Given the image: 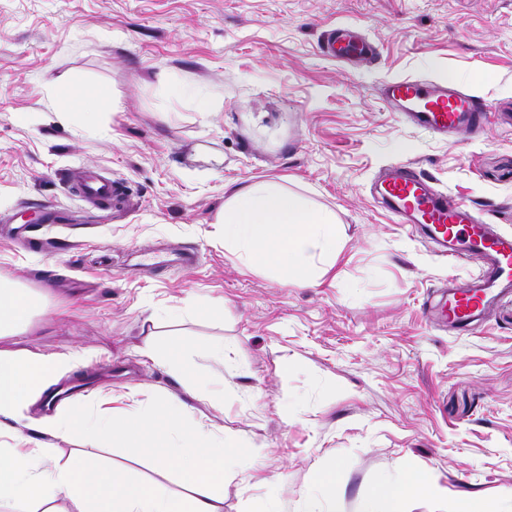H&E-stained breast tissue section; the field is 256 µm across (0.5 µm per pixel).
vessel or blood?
Instances as JSON below:
<instances>
[{"mask_svg": "<svg viewBox=\"0 0 512 512\" xmlns=\"http://www.w3.org/2000/svg\"><path fill=\"white\" fill-rule=\"evenodd\" d=\"M322 47L327 55L351 66L371 62L376 55L369 41L342 27L328 32ZM381 96L407 121L452 144L485 129L491 114L486 103L456 85L429 80L389 82L382 85ZM119 194L117 183L100 173L87 175L81 185L84 200L101 213ZM372 195L399 223L427 228L449 259L475 251L487 258L486 269L475 279L450 284L448 300L441 307L450 327L468 331L494 289L512 285V235L484 223L472 205L436 189L421 171L408 164L386 169L374 183Z\"/></svg>", "mask_w": 512, "mask_h": 512, "instance_id": "1", "label": "vessel or blood"}]
</instances>
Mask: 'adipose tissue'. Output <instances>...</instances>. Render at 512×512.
I'll return each instance as SVG.
<instances>
[{"label": "adipose tissue", "mask_w": 512, "mask_h": 512, "mask_svg": "<svg viewBox=\"0 0 512 512\" xmlns=\"http://www.w3.org/2000/svg\"><path fill=\"white\" fill-rule=\"evenodd\" d=\"M224 241L240 252L247 266H263L281 275L313 281L333 267L343 249L335 211L270 180H256L235 190L218 217ZM39 300L26 289L0 280V338L28 334ZM68 361L54 354L23 355L0 351V424L15 419L56 383ZM41 431L52 437L83 434L88 447L100 440L123 442L134 435L156 434L153 452L158 464L179 472L188 494L174 496L160 482L142 483L125 472L88 467L80 462L58 465L50 448L19 452L0 448V502L17 512H35L36 505L67 500L76 512H220L214 497L225 479L251 469L250 447L225 438L205 424L185 418L180 403H166L161 415L140 410L121 417L102 412L58 411L45 417ZM430 476L409 473L401 481L381 479L364 497L359 512H401L409 496L429 494Z\"/></svg>", "instance_id": "adipose-tissue-1"}]
</instances>
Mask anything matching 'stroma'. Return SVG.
Listing matches in <instances>:
<instances>
[{"label": "stroma", "mask_w": 512, "mask_h": 512, "mask_svg": "<svg viewBox=\"0 0 512 512\" xmlns=\"http://www.w3.org/2000/svg\"><path fill=\"white\" fill-rule=\"evenodd\" d=\"M371 41L357 68L326 56L336 27ZM402 77L446 81L486 101V130L448 144L391 112L378 91ZM63 82L103 91L94 123L57 111ZM206 91L213 109L170 103ZM411 162L439 189L512 234V0H0V278L41 300L31 335L0 349L84 360L59 380L63 409L101 401L190 420L253 449L252 475L226 480L222 512H306L316 471L338 473L341 512L376 481L412 470L436 497L406 512H447L465 492L512 489V291L474 332L424 313L449 277L480 271L441 256L397 223L371 187ZM101 170L128 210L97 218L73 186ZM273 179L335 211L344 248L317 284L246 268L216 224L238 187ZM65 221H41L38 203ZM213 315H203V308ZM160 310L177 320L148 324ZM191 344L175 373L149 353ZM225 348L223 366L207 349ZM204 376L207 394L188 380ZM300 410L286 420L285 395ZM34 402L0 448H54L56 462L107 463L187 494L137 435L85 447L38 433Z\"/></svg>", "instance_id": "stroma-1"}]
</instances>
